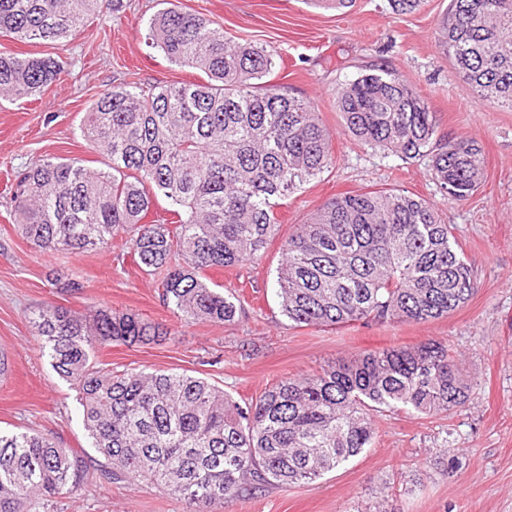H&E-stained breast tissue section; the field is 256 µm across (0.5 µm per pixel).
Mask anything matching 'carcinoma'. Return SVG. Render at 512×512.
Returning a JSON list of instances; mask_svg holds the SVG:
<instances>
[{"mask_svg": "<svg viewBox=\"0 0 512 512\" xmlns=\"http://www.w3.org/2000/svg\"><path fill=\"white\" fill-rule=\"evenodd\" d=\"M114 0H0V36L62 43ZM148 38L201 80L117 86L82 124L94 170L44 157L16 179L17 230L36 250H104L121 233L146 272L164 273L161 299L186 322L230 323L242 313L206 271L261 257L278 209L334 162L311 103L274 82L275 53L233 42L200 15L163 9ZM439 47L481 101L512 109V0H450ZM64 73L53 57L0 52V98L21 100ZM347 131L362 143L423 162L449 198L469 199L485 172L474 139L441 136L435 113L399 74L374 66L336 89ZM167 216L146 221L155 198ZM276 295L301 326L425 323L478 291L453 227L426 199L377 190L332 197L281 243ZM40 348L77 391L95 455L53 432L0 430V512H53L98 481H146L185 512L250 499L269 487L312 483L371 447L372 413L447 414L468 399L446 341L373 350L319 373L288 377L256 398L235 399L187 373L117 370L98 348L168 335L135 313L100 305L92 318L52 304L35 320Z\"/></svg>", "mask_w": 512, "mask_h": 512, "instance_id": "carcinoma-1", "label": "carcinoma"}]
</instances>
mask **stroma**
Segmentation results:
<instances>
[{"label": "stroma", "mask_w": 512, "mask_h": 512, "mask_svg": "<svg viewBox=\"0 0 512 512\" xmlns=\"http://www.w3.org/2000/svg\"><path fill=\"white\" fill-rule=\"evenodd\" d=\"M448 3L422 0L414 13L400 14L392 0H356L343 12L304 0H120L117 11L91 17L63 43L0 37V52L48 55L66 70L38 100L0 98V353L9 363L0 376V428L50 430L64 447H90L73 386L40 352L32 318L48 303L82 314L104 303L167 327L163 341L115 343L98 356L120 369L204 377L236 398L259 396L284 378L364 351L445 340L470 386L464 405L437 416L374 413L372 447L322 479L269 489L214 512H512V109L480 101L442 53L439 24ZM167 6L215 21L226 38L275 50V83L314 105L336 157L335 166L280 209L278 233L258 261L208 270L211 284L241 292L245 312L232 324L181 322L162 303L158 278L123 260L120 244L37 252L17 231L6 189L46 155L104 168L106 157L81 134L103 91L132 81L199 80L196 70L169 63L145 38L150 19ZM372 65L400 74L427 100L439 134L480 143L485 174L467 201L448 199L423 163L345 134L336 87ZM387 188L427 199L453 225L477 293L447 317L421 324L358 321L330 329L289 322L275 290L282 240L336 195ZM55 512H185V506L144 483H103L89 486L80 500H58Z\"/></svg>", "instance_id": "35a3bbf8"}]
</instances>
